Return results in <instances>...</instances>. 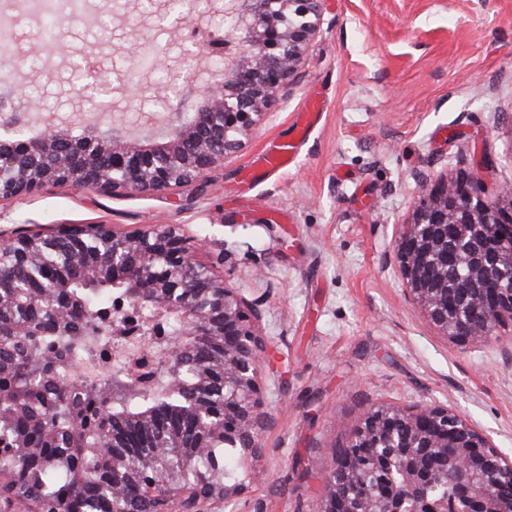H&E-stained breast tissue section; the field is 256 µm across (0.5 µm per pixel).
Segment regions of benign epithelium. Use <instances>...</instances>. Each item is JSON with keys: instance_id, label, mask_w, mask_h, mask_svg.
Returning <instances> with one entry per match:
<instances>
[{"instance_id": "benign-epithelium-1", "label": "benign epithelium", "mask_w": 512, "mask_h": 512, "mask_svg": "<svg viewBox=\"0 0 512 512\" xmlns=\"http://www.w3.org/2000/svg\"><path fill=\"white\" fill-rule=\"evenodd\" d=\"M322 0H224L217 11L206 0H168L162 11L152 10L157 26L182 28L190 18L209 8L224 16V25L209 30L208 43L188 42L181 62L204 53L222 62L220 79L196 87L197 104L169 105L165 121L135 130L125 121L104 129L98 118L112 111V86L100 70H83L84 82L75 89L83 121L63 126L44 119L33 138H20L9 130L0 136V199L22 198L47 184H69L103 195L122 197L171 191L197 180L224 156L241 147L242 138L256 130L287 99L292 78L322 34ZM127 55L167 65L151 55L141 42ZM0 112L25 100L19 82L4 84ZM477 174L456 178L445 174L423 176L413 221L395 240L399 269L413 303L432 324L452 340L490 343L500 329L512 324V185L501 188L505 208L475 190ZM57 247L64 267L46 275L39 289L29 290L24 305L34 314L45 310L67 320V272L80 268L87 280L112 277L116 286L129 289L127 297L140 314L137 339L128 345V360L137 350H155L166 356L171 389L185 387L181 369L182 345L170 336L169 323L179 322L186 336L208 337L210 370L193 384L189 414L159 421L154 413L112 428V444L103 458L112 460L102 486L113 492L134 480L147 499L157 504L151 512H222L241 491L240 485L208 483L175 487L160 496L155 492L165 467L168 448H209L216 440L226 448H239L252 458L260 453V438L271 416L259 383L267 350L262 337L260 303L245 297L215 266L201 263L198 252L208 241L187 236L171 224H148L121 231L106 224H62L43 235L20 230L0 235V253L29 271L43 265L44 249ZM20 284L0 276V310L19 301ZM132 371L112 376V396L96 388L85 392L96 401L95 419L110 418V399L139 386ZM46 401L42 413L27 416L4 410L25 430L36 428L56 446L60 440L45 430ZM142 448L153 449L146 458ZM364 448H391L389 471L399 475L380 512H423L429 503L431 477L410 471L418 449H440L459 454L464 464L447 468L438 480L451 487L454 498L466 503L465 512H512V459L473 429L456 412L441 405H416L410 410L370 407L360 416L345 445L343 456L325 477V493L317 512H361L358 503L336 493L346 466ZM39 456L33 455L11 471L0 472V512H13L23 504L26 512H67L44 508L39 490L29 481Z\"/></svg>"}]
</instances>
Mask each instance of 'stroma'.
<instances>
[{"mask_svg": "<svg viewBox=\"0 0 512 512\" xmlns=\"http://www.w3.org/2000/svg\"><path fill=\"white\" fill-rule=\"evenodd\" d=\"M119 2L107 29L92 12L68 23L61 52L35 42V22L18 13L17 116L30 131L47 114L74 116L78 61L169 98L166 71L140 70L126 47L148 37L172 58L188 32L157 37L141 0ZM323 16L286 106L198 189L111 197L50 184L0 201L5 235L179 224L210 238L202 260L228 252L225 275L260 302L272 340L261 373L272 423L225 512H313L336 448L370 406H447L512 457V327L488 344L441 336L409 299L394 249L417 174L476 166L486 196L512 184V0H324ZM317 93L325 106L294 166L267 171L262 156Z\"/></svg>", "mask_w": 512, "mask_h": 512, "instance_id": "1", "label": "stroma"}]
</instances>
